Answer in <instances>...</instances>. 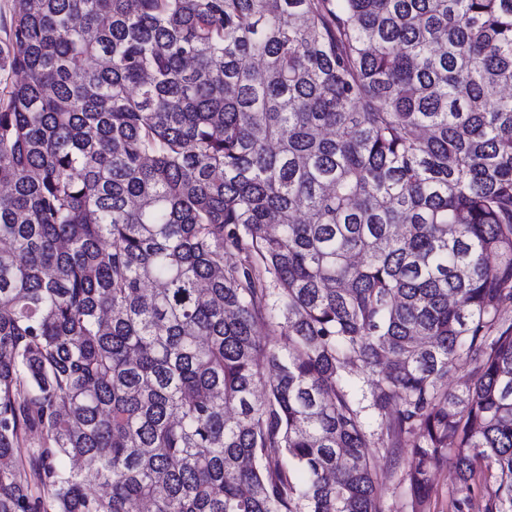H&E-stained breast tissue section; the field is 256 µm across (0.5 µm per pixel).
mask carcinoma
<instances>
[{"mask_svg":"<svg viewBox=\"0 0 512 512\" xmlns=\"http://www.w3.org/2000/svg\"><path fill=\"white\" fill-rule=\"evenodd\" d=\"M0 70V512H383L355 366L411 512H512V0H13ZM434 476L426 503V512H456L455 499L461 496L460 483L456 477L451 460L440 459L436 462Z\"/></svg>","mask_w":512,"mask_h":512,"instance_id":"cac0c4a2","label":"carcinoma"}]
</instances>
